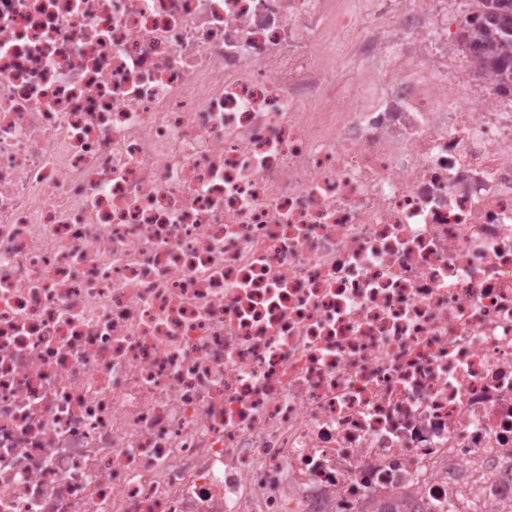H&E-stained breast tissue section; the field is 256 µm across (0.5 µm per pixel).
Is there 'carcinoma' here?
<instances>
[{
    "instance_id": "carcinoma-1",
    "label": "carcinoma",
    "mask_w": 512,
    "mask_h": 512,
    "mask_svg": "<svg viewBox=\"0 0 512 512\" xmlns=\"http://www.w3.org/2000/svg\"><path fill=\"white\" fill-rule=\"evenodd\" d=\"M484 22L472 31L471 42L481 47L480 66L502 83L512 82V0H478Z\"/></svg>"
}]
</instances>
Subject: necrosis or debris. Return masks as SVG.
Wrapping results in <instances>:
<instances>
[{
	"label": "necrosis or debris",
	"mask_w": 512,
	"mask_h": 512,
	"mask_svg": "<svg viewBox=\"0 0 512 512\" xmlns=\"http://www.w3.org/2000/svg\"><path fill=\"white\" fill-rule=\"evenodd\" d=\"M337 2L0 0V512H512V94Z\"/></svg>",
	"instance_id": "4bbe7bcc"
}]
</instances>
